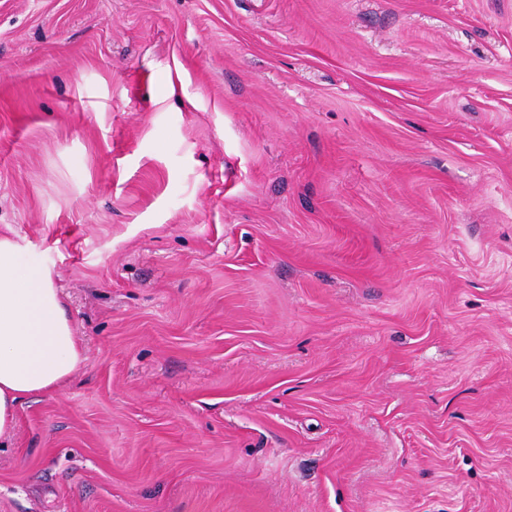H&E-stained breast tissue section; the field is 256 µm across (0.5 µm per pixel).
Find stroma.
<instances>
[{
    "mask_svg": "<svg viewBox=\"0 0 512 512\" xmlns=\"http://www.w3.org/2000/svg\"><path fill=\"white\" fill-rule=\"evenodd\" d=\"M6 230L0 512H512V0H0ZM24 249L0 235V442L26 398L56 390L85 360L52 271L24 262Z\"/></svg>",
    "mask_w": 512,
    "mask_h": 512,
    "instance_id": "obj_1",
    "label": "stroma"
}]
</instances>
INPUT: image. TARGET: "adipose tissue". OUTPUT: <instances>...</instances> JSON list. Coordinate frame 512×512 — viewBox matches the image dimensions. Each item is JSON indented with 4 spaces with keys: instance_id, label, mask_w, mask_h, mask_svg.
Masks as SVG:
<instances>
[{
    "instance_id": "adipose-tissue-1",
    "label": "adipose tissue",
    "mask_w": 512,
    "mask_h": 512,
    "mask_svg": "<svg viewBox=\"0 0 512 512\" xmlns=\"http://www.w3.org/2000/svg\"><path fill=\"white\" fill-rule=\"evenodd\" d=\"M23 252L0 235V439L26 398L56 390L85 360L52 271Z\"/></svg>"
}]
</instances>
